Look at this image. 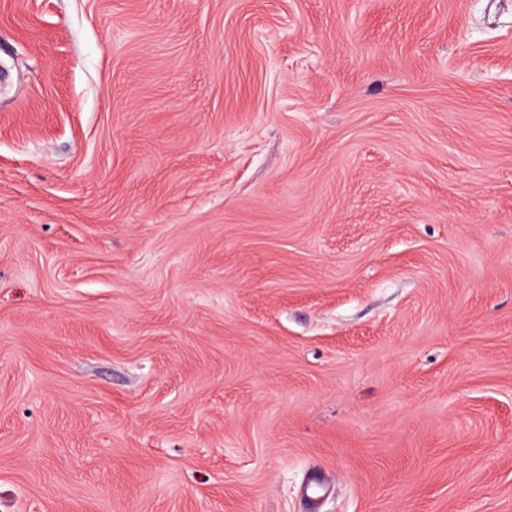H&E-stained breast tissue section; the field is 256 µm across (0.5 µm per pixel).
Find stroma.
I'll return each instance as SVG.
<instances>
[{
    "label": "stroma",
    "instance_id": "obj_1",
    "mask_svg": "<svg viewBox=\"0 0 512 512\" xmlns=\"http://www.w3.org/2000/svg\"><path fill=\"white\" fill-rule=\"evenodd\" d=\"M0 512H512V0H0Z\"/></svg>",
    "mask_w": 512,
    "mask_h": 512
}]
</instances>
